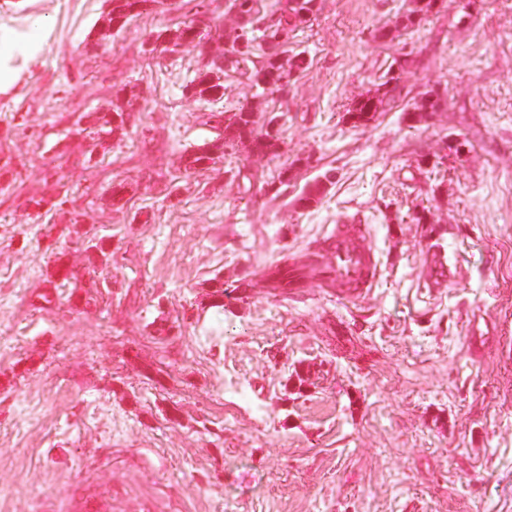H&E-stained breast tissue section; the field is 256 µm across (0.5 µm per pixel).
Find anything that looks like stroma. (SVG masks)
Segmentation results:
<instances>
[{"mask_svg":"<svg viewBox=\"0 0 512 512\" xmlns=\"http://www.w3.org/2000/svg\"><path fill=\"white\" fill-rule=\"evenodd\" d=\"M7 2L0 33L48 32L0 94V512H512V0H446L391 41L376 29L414 0H318L286 48L306 69L273 94L228 73L218 102L186 93L195 49L146 51L190 0L101 43L106 0ZM203 5L224 49L231 0ZM391 71L393 108L353 125ZM115 98L138 126L78 131ZM243 103L274 117L276 156L242 141L186 171L222 131L211 113ZM58 194L65 215L28 205ZM356 213L380 259L368 294L264 281ZM60 264L77 279L58 297ZM217 280L240 298L213 307ZM323 178L324 181H315L296 199V204L300 208L308 209L320 203L325 195L328 184L331 185L333 183L331 176H328L327 173L323 175Z\"/></svg>","mask_w":512,"mask_h":512,"instance_id":"35a3bbf8","label":"stroma"}]
</instances>
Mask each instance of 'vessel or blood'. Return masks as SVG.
I'll return each mask as SVG.
<instances>
[{
    "label": "vessel or blood",
    "instance_id": "b4317fda",
    "mask_svg": "<svg viewBox=\"0 0 512 512\" xmlns=\"http://www.w3.org/2000/svg\"><path fill=\"white\" fill-rule=\"evenodd\" d=\"M369 233L370 228L365 224L335 225L325 237L329 256L315 250L303 260L289 258V287H303L308 274L315 273L320 284L336 287L347 297H357L374 288L378 280L375 255L359 244Z\"/></svg>",
    "mask_w": 512,
    "mask_h": 512
}]
</instances>
